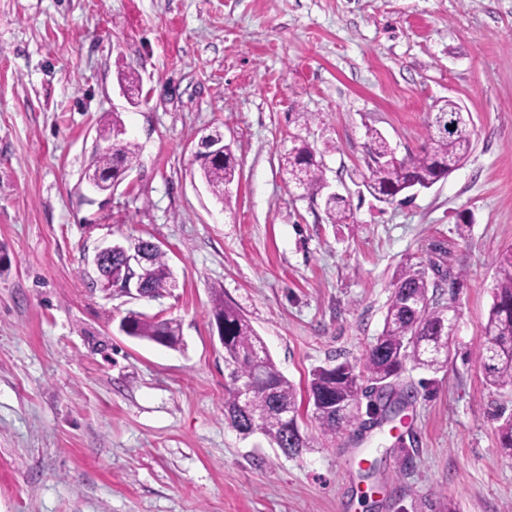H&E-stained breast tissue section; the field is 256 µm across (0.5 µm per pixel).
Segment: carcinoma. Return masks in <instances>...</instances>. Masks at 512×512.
Wrapping results in <instances>:
<instances>
[{
	"label": "carcinoma",
	"mask_w": 512,
	"mask_h": 512,
	"mask_svg": "<svg viewBox=\"0 0 512 512\" xmlns=\"http://www.w3.org/2000/svg\"><path fill=\"white\" fill-rule=\"evenodd\" d=\"M455 126L443 135L426 133V143L417 155L397 159L384 138H373L371 161L378 174L366 185L377 200L391 202L413 186L428 187L444 179L462 162L472 149L466 130V113L460 104L448 99L440 107ZM122 127L117 113L100 124L97 134L105 146L96 150L93 168L100 172L102 186L107 191L125 177L138 161V146L125 139H113ZM288 179L296 181L306 193L323 187V171L314 149L307 144L293 147L281 159ZM202 175L219 199L229 198L227 188L237 174V163L229 147H224V159L200 164ZM325 210L333 224H346L351 210L343 199L331 194L325 199ZM134 245L147 250L149 264L141 275L142 288L153 296L174 287L175 277L164 252L151 240L139 238ZM439 265L431 261L407 264L398 271L387 304L384 327L367 350L363 366L348 361L334 366L319 367L312 372L308 401L313 416L325 435L340 432L350 422V409L365 395L364 381L383 388L387 396L415 398V392L400 393L391 388L393 379L411 362L419 368L437 372L448 362L444 353L448 344V307L429 296L431 282L428 270ZM214 319L224 324V362L228 369L224 385V416L240 434L247 436L260 431L287 455H297L308 447L293 414L298 412L296 390L278 370L263 339L249 321L232 305L221 300L214 305ZM128 335L144 338L166 347L180 345L179 326L172 320H148L141 315L125 317ZM484 341L476 357L486 371V380L493 387L512 386V247L496 259V283L493 304L483 328ZM252 386L247 408L241 407L240 388ZM259 429H254V421Z\"/></svg>",
	"instance_id": "cac0c4a2"
}]
</instances>
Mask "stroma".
I'll list each match as a JSON object with an SVG mask.
<instances>
[{"instance_id":"1","label":"stroma","mask_w":512,"mask_h":512,"mask_svg":"<svg viewBox=\"0 0 512 512\" xmlns=\"http://www.w3.org/2000/svg\"><path fill=\"white\" fill-rule=\"evenodd\" d=\"M449 98L468 158L370 196L372 133L417 154ZM112 112L139 155L103 193L88 168ZM215 131L239 171L227 202L195 158ZM303 142L314 195L280 167ZM333 192L352 223H330ZM138 237L170 294L96 285V249ZM510 247L512 0H0V512H512V388L475 358ZM428 260L452 273L434 298L456 342L439 372H400L418 398L396 419L363 406L325 436L301 405L293 457L229 425L216 296L302 394L316 367L363 361L398 270ZM132 311L175 320L182 346L124 334Z\"/></svg>"}]
</instances>
